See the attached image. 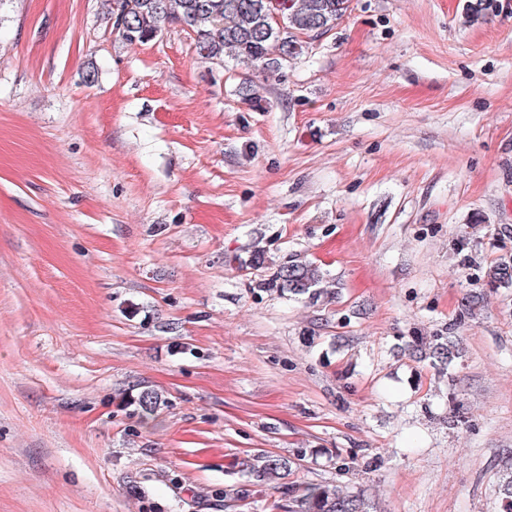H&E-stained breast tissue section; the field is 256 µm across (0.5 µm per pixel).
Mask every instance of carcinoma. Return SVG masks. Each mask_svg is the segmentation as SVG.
<instances>
[{
    "label": "carcinoma",
    "mask_w": 512,
    "mask_h": 512,
    "mask_svg": "<svg viewBox=\"0 0 512 512\" xmlns=\"http://www.w3.org/2000/svg\"><path fill=\"white\" fill-rule=\"evenodd\" d=\"M112 26L129 45L148 43L170 24H178L196 36L197 54L206 60L234 59L262 70L277 71L304 54L303 35L331 30L350 8L351 0H287L283 23L271 19L270 0H108ZM324 278L306 264H291L257 283L294 296L314 299L323 293ZM288 461L270 457L254 471L258 478L279 477ZM361 494L339 488L311 485L295 500L291 512H367Z\"/></svg>",
    "instance_id": "carcinoma-1"
}]
</instances>
